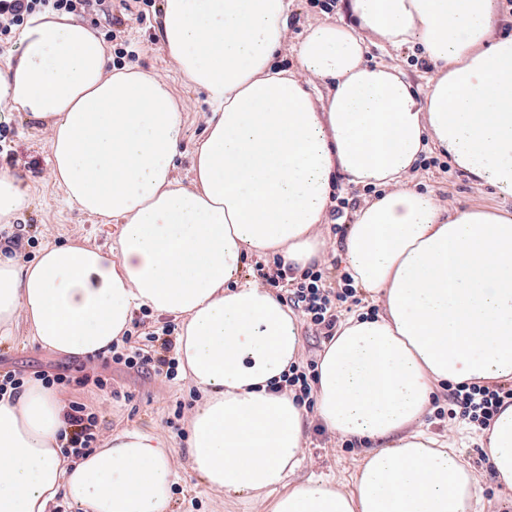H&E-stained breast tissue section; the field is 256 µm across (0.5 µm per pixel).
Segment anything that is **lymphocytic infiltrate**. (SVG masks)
<instances>
[{
    "label": "lymphocytic infiltrate",
    "mask_w": 512,
    "mask_h": 512,
    "mask_svg": "<svg viewBox=\"0 0 512 512\" xmlns=\"http://www.w3.org/2000/svg\"><path fill=\"white\" fill-rule=\"evenodd\" d=\"M53 10L80 16L95 14L104 17L109 29V40L124 36L128 19L146 22L144 11H133L131 0H0V46L11 43L15 33L37 12ZM335 257L307 269L302 274L284 265L255 262L251 279L265 288L277 289V297L298 311L314 335L332 338L339 320L337 306L344 302L359 303V291L348 274H341V287L327 281L330 269L336 268ZM174 324L139 334L125 333L113 341L110 351L112 363L149 372L165 379L177 374L178 361L174 357ZM318 374V362L310 358L288 367L280 383L281 389L292 392L298 405L313 407V388ZM512 405V383L489 385L482 382L458 383L448 387V417L461 419L479 430L490 428L495 416ZM99 437L98 420L81 402H70L60 433L62 452L68 457H80L95 447Z\"/></svg>",
    "instance_id": "lymphocytic-infiltrate-1"
}]
</instances>
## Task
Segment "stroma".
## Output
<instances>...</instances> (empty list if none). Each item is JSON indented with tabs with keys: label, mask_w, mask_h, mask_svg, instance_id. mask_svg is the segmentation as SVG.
I'll return each mask as SVG.
<instances>
[{
	"label": "stroma",
	"mask_w": 512,
	"mask_h": 512,
	"mask_svg": "<svg viewBox=\"0 0 512 512\" xmlns=\"http://www.w3.org/2000/svg\"><path fill=\"white\" fill-rule=\"evenodd\" d=\"M345 15L340 6L327 12L319 0H293L289 41L299 42L311 25L327 20L335 22ZM126 36L131 49L137 53L135 66L165 77L185 107L186 132L175 160L174 175L181 183H189L193 152L204 135L211 112L207 98L203 92L185 87L161 46L157 22H130ZM418 55L414 46L397 51H384L374 46L368 58L373 62L400 65L409 83L421 90L430 72L416 65ZM0 130L7 132L15 153L11 162L0 156V170L19 175L33 185L31 202L16 221L21 225H32L35 237L23 245L19 259L25 263L34 262L46 245L62 246L77 239L87 240L92 245L114 246L119 223H106L82 213L65 200L62 191L53 183L49 175L50 130L47 123L21 112H12L0 115ZM436 160V166L417 168L414 183L419 189L432 193L451 208L480 205L512 210V198L499 197L491 188L475 184L462 169L449 165L447 156L437 155ZM9 370L28 375L42 370L69 375L74 383L60 391V398L66 402L80 401L91 407L98 417L100 435L105 439L133 429H166V420L175 419L177 402H191L197 393L182 375L167 380L113 363L105 365L85 357L60 355L43 349L32 342L23 320L18 321L10 336L0 339V373ZM86 375L101 376L107 382L106 387L100 390L91 385L79 386V378ZM175 421V429H167L173 447L172 464L176 478L166 512H268L267 503L244 495L229 496L211 491L190 466L188 437L183 433L186 420ZM421 427L436 437L454 436L456 448L472 468L481 488L476 512H499L497 503L502 495L490 469L480 460L479 430L463 423L436 419L431 408L423 415ZM304 447V460L296 469L294 480L323 479L342 489L352 487L357 466L370 449L369 444L361 442L347 447L345 439L330 434L321 426L312 410L306 415Z\"/></svg>",
	"instance_id": "obj_1"
}]
</instances>
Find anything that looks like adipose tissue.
I'll use <instances>...</instances> for the list:
<instances>
[{
  "label": "adipose tissue",
  "instance_id": "1",
  "mask_svg": "<svg viewBox=\"0 0 512 512\" xmlns=\"http://www.w3.org/2000/svg\"><path fill=\"white\" fill-rule=\"evenodd\" d=\"M289 0H162L159 35L213 112L183 185L173 175L185 118L167 80L110 69L90 26L45 12L0 63V106L46 121L50 173L81 212L120 221L117 245L0 255V335L18 319L42 348L106 351L148 309L179 321L176 355L205 395L188 454L207 487L273 494L270 512H473L479 486L452 443L417 424L441 382L512 381V213L447 208L407 181L426 148L512 197V35L496 0H345L348 21L288 42ZM419 45L435 66L417 95L399 66L368 63L367 36ZM297 68H277L282 51ZM321 81L327 93L314 97ZM383 188L356 211L343 264L384 313L348 318L318 365L325 429L373 442L352 489L289 482L306 412L269 391L300 352L296 319L243 279L248 254L294 271L325 254L319 230L337 178ZM66 406L29 384L0 400V512H166L168 437L134 429L74 459L60 452ZM482 450L512 492V406Z\"/></svg>",
  "mask_w": 512,
  "mask_h": 512
}]
</instances>
